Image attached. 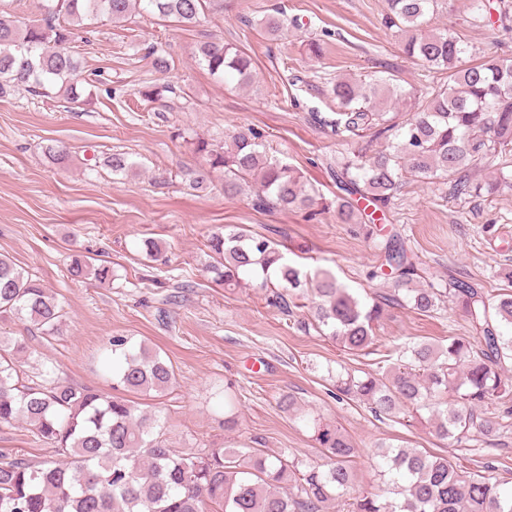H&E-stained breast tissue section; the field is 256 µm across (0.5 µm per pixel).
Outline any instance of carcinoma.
<instances>
[{
    "label": "carcinoma",
    "mask_w": 512,
    "mask_h": 512,
    "mask_svg": "<svg viewBox=\"0 0 512 512\" xmlns=\"http://www.w3.org/2000/svg\"><path fill=\"white\" fill-rule=\"evenodd\" d=\"M42 2L43 18L24 27L16 17L0 14V95L17 86L34 92L61 83L66 98L75 102L81 70L68 45L83 21L117 24L142 10L192 24L204 0ZM438 2L386 0V19L405 33V56L443 74V80L419 93L403 89L393 77L338 79L331 88L339 109L330 121L336 135L385 140L373 156L337 164L340 194L324 205L334 209L338 222L361 224L368 234L374 233V213L389 207L408 178L441 179L454 197H490L512 187V58L489 54L476 63L467 60L468 45L458 34L428 30ZM493 10L509 29L512 0H471L468 23L484 25ZM197 61L226 81L246 84L252 78L251 58L222 40L200 44ZM386 92L406 109L405 120L379 108ZM195 150L209 170H224L226 194L252 181L261 206L311 211L318 205L303 173L271 153L253 132L235 135L220 149L200 139ZM104 165L114 173L134 167L122 154L107 157ZM492 166L493 178L473 179L477 168ZM208 248L218 257L211 272L224 286L235 288L261 275L263 285L274 281L280 287L274 303L285 312L293 295L311 289L317 328L350 352L375 344V326L386 304L428 315L449 294L458 296L473 335L450 336L446 346L410 343L396 350L391 366L373 373L340 371L336 395L367 405L380 418H425L441 439L459 442L474 431L489 439L500 430L486 410L512 395V385L501 375L505 361H512V289L491 300L471 282L451 276L444 288L433 283L414 288L426 271L397 234L381 242L384 268L369 274L371 279L391 276L394 295L370 304L329 271L310 274L289 263L277 243L242 228L213 233ZM69 272L100 281L112 276L110 267H94L79 256ZM2 317L24 320L47 336L57 332L63 318L50 290L5 255H0ZM26 352L20 338L0 340V425L25 422L59 459L38 465L24 458L0 461V512H206L208 501L220 512H326L353 484L349 463L356 448L328 427L317 426V440L328 453L321 467L257 448L186 453L162 438L158 416L122 395L48 379L21 382L15 361ZM112 373L113 387L125 393L158 395L176 383L172 365L123 336L112 337ZM378 457L385 488L353 498L352 512H512V487L504 488L492 466L463 471L446 456L392 445L381 447Z\"/></svg>",
    "instance_id": "cac0c4a2"
}]
</instances>
